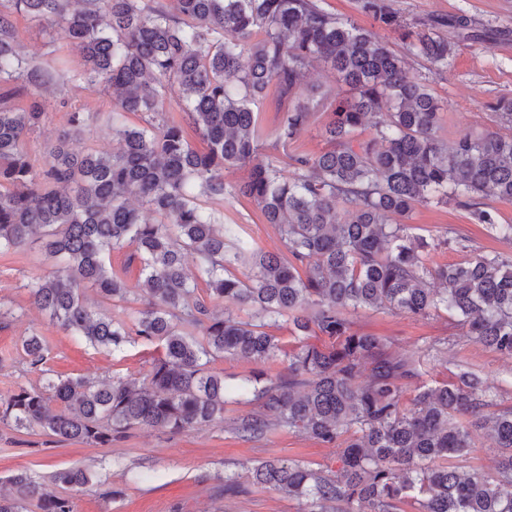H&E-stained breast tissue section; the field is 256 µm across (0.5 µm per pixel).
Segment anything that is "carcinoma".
<instances>
[{"label":"carcinoma","mask_w":512,"mask_h":512,"mask_svg":"<svg viewBox=\"0 0 512 512\" xmlns=\"http://www.w3.org/2000/svg\"><path fill=\"white\" fill-rule=\"evenodd\" d=\"M359 3L374 20L402 28L390 0ZM16 13L81 56L79 81L112 91V151L87 140L74 146L87 121L74 111L35 164L27 138L46 116L40 92L65 62L26 58ZM444 28L486 38L471 18L455 15L401 39L409 53L446 65L452 45L438 35ZM316 64L336 72L347 94L320 98L331 111L323 131L330 148L290 152L314 117L303 78ZM17 82L29 103L0 96V251L40 235L60 267L28 289L51 321L107 351L138 337L163 342L164 353L141 378L21 386L0 397L1 423L100 447L134 427L186 431L224 419L228 390L209 371L213 361L283 356L288 373L258 371L233 389L236 402L251 406L233 418L234 432L244 441L276 429L302 433L340 448L341 467L263 460L248 468L252 484L304 501V512H404L405 504L414 512H512V408L484 415L489 388L469 372L418 388L412 407H403L421 357L390 354L383 337L357 333L348 317L358 309L420 318L444 310L475 342L512 356V261L487 253L434 265L404 224L418 206L453 200L511 241L512 223L499 222L491 205L512 201L511 135L440 138L442 105L427 83L375 33L315 0H176L172 12L160 0H0V85ZM174 85L184 102L176 115L163 108ZM270 95L283 118L268 143L254 107ZM129 113L144 115V125L127 124ZM368 122L376 136L361 143L356 133ZM187 125L205 150L190 142ZM282 162L293 168L287 179ZM241 167L246 181L224 180ZM226 195L247 198L284 252L263 251L197 203ZM124 248L144 276L137 308L127 306L132 289L109 264ZM86 282L124 304L122 314L92 310ZM282 320L301 341L291 350L267 331ZM310 336L325 341L305 342ZM22 352L31 370H42L44 340L24 338ZM473 427L488 430L500 451L492 475L451 463L472 447ZM93 478L82 467L51 476L62 488ZM31 502L40 512H73L69 498L44 492L31 474L0 487V512H26Z\"/></svg>","instance_id":"1"}]
</instances>
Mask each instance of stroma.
<instances>
[{
	"label": "stroma",
	"mask_w": 512,
	"mask_h": 512,
	"mask_svg": "<svg viewBox=\"0 0 512 512\" xmlns=\"http://www.w3.org/2000/svg\"><path fill=\"white\" fill-rule=\"evenodd\" d=\"M321 6L372 30L396 53L404 44L398 32L381 26L362 13L356 0H320ZM401 23L416 27L438 16L466 15L478 28L491 30L484 43L466 40L453 30L443 35L452 43L448 65L439 68L425 59L405 56L410 75L426 80L445 105L443 139L464 131L478 136L486 131L512 134V125L500 122V104L512 100V0H391ZM16 40L22 53L42 64L62 56L66 72L56 76L44 91L47 116L30 136V148L39 152L53 142L67 125L72 107L84 112L106 113L110 99L103 86L75 81L83 60L60 39H52L26 16L14 17ZM225 223L241 225L243 234L267 251L281 247L273 225L263 223L246 198L224 201L202 199ZM407 223L412 236L423 239L432 263H455L481 252H496L512 260V241L494 237L490 228L474 223L467 209L455 203L417 207ZM55 261L32 243L0 252V308L12 310L9 321L0 324V397L18 387H42L47 379L82 376L95 381L145 374L163 353L160 342L135 340L124 350L109 352L78 339L31 301L28 286L53 270ZM355 331L388 338L392 352L423 358L422 383L433 386L468 371L485 380L497 392L496 410L512 407V357L493 352L473 342L458 317L438 311L424 319L399 312L362 309L350 313ZM42 336L48 346L45 373L28 371L21 343L29 335ZM444 339L448 347L439 358L426 356L429 343ZM239 405H227L223 420L208 426L172 434L161 429L133 428L108 447L74 441H57L40 430H16L0 423V481L27 472L43 484L46 492L60 494L50 475L53 471L81 466L118 488L106 498L97 486L66 491L75 512H301V500L283 493L247 485L235 497L224 494V476L244 472L255 461L288 458L316 467L338 470V450L307 435L276 430L265 438L247 442L232 429Z\"/></svg>",
	"instance_id": "obj_1"
}]
</instances>
